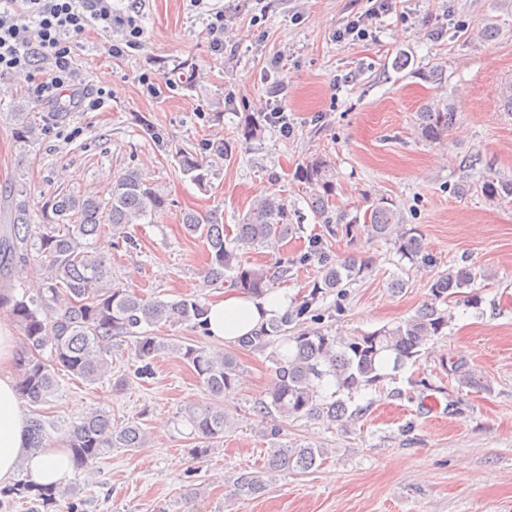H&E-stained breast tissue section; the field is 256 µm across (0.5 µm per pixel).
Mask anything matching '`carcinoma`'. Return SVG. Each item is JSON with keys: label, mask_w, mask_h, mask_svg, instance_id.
Listing matches in <instances>:
<instances>
[{"label": "carcinoma", "mask_w": 512, "mask_h": 512, "mask_svg": "<svg viewBox=\"0 0 512 512\" xmlns=\"http://www.w3.org/2000/svg\"><path fill=\"white\" fill-rule=\"evenodd\" d=\"M65 117L63 112H44L35 117L29 112H13L14 134L21 142L34 136L41 125L54 126ZM457 113L448 101L426 105L419 112L421 137L432 142L455 124ZM261 132L260 126L247 122L235 138L216 146L217 154H231L235 143H246ZM183 174L201 189L210 182V165L192 150L182 147L175 153ZM296 179L310 189L309 202L324 219L329 232L349 240L365 237L384 240L396 253L415 265L422 255L419 236L407 228L405 218L393 201L386 197H367L364 212H345L331 220L330 205L336 185L330 165L319 154L308 157L295 171ZM473 182L460 185L461 192L476 187ZM490 200L512 197V181L487 179L479 185ZM167 199L137 172L129 171L112 185L109 197L93 194L57 192L46 202L43 223L34 224L27 209L19 208L10 224L0 228V309L10 315L23 339L16 362V386L22 399L32 405L48 402L56 391L55 371L66 370L83 380L95 383L106 376L113 343L120 338H135L134 351L142 366L141 376L152 374L151 362L169 347L195 372L199 381L215 397L230 396L240 383V366L236 357L222 349L208 350L196 344L171 343L144 331L146 326L161 323H189L206 330L208 308L195 297L181 296L172 301L152 300L144 295L112 284V267L92 251L89 240L100 234L104 225L122 231L139 224L165 207ZM186 232L207 247L210 286L224 282L230 274L234 288L243 294L259 297L272 291L275 277H286L288 270L276 273L265 265L246 264L240 252L278 243L292 234L288 208L273 196L255 199L236 225L235 233L226 232L218 213L198 215L186 212L182 217ZM38 257L45 268L44 288L35 297L15 294L14 278L31 258ZM321 278L292 310L269 320L253 336L239 339L243 348H273L275 376L267 398L258 402L254 412L261 417L278 414L282 418L316 416L332 422L349 418L344 397L381 385L388 378L387 362L397 371L416 362L420 348L432 337L441 336L448 327V310L442 305L457 302V297L474 282L466 268H450L430 285L428 300L411 318L392 327L354 336H332L320 330H303L288 335V325L310 311L320 296L357 280L366 269L354 259L335 263L321 258ZM53 344L51 359L39 350ZM448 373L467 384H476L466 364L448 362ZM332 378L335 391L330 397L320 393L323 381ZM203 446L204 454L213 443L224 438L230 428L224 408L194 405L184 411ZM147 431L136 421L112 424V415L92 412L63 432L62 447L68 449L74 465L86 471L114 448H141ZM49 439L47 422L38 413L29 423L30 449L37 451ZM322 455L318 448H271L261 470L241 475L235 484L238 495H259L266 490L265 475L288 470L307 473ZM17 494L34 493L33 504L47 507L60 495L54 486L20 483Z\"/></svg>", "instance_id": "1"}]
</instances>
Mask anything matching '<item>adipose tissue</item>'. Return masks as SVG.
Listing matches in <instances>:
<instances>
[{
	"instance_id": "obj_1",
	"label": "adipose tissue",
	"mask_w": 512,
	"mask_h": 512,
	"mask_svg": "<svg viewBox=\"0 0 512 512\" xmlns=\"http://www.w3.org/2000/svg\"><path fill=\"white\" fill-rule=\"evenodd\" d=\"M288 307V294L277 290L263 297L247 298L228 292L209 303L208 331L222 344H233L240 337L254 335L263 323L279 316ZM15 336L8 323L0 322V484L25 472L39 485L65 484L73 476V463L67 449L51 446L33 453L29 446V419L20 406L12 366Z\"/></svg>"
}]
</instances>
